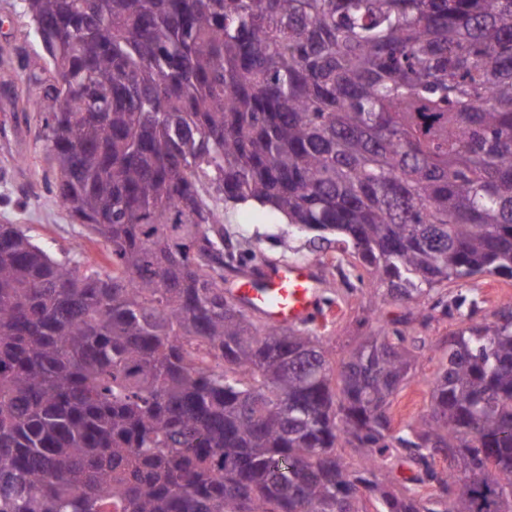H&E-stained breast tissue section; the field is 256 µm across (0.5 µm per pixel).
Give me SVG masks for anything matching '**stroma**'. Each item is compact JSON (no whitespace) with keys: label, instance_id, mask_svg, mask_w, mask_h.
Wrapping results in <instances>:
<instances>
[{"label":"stroma","instance_id":"35a3bbf8","mask_svg":"<svg viewBox=\"0 0 512 512\" xmlns=\"http://www.w3.org/2000/svg\"><path fill=\"white\" fill-rule=\"evenodd\" d=\"M20 0H0V85L11 95L0 97V224H20L37 241L55 251L81 248L94 264H102L103 248L91 240L82 224L53 200L44 174L49 152L39 138L40 120L26 107L31 90L26 73L19 67L27 58L30 68L41 64L40 46ZM224 235L240 252L241 270L226 276L225 289L236 288L246 274L271 264H308L320 280V303L314 324L325 336L334 359L346 358L364 343L382 323L415 311V304L398 303L387 296L383 286L365 280L357 282L356 260L350 252L336 247L313 249L310 236L297 232L281 216L248 203L231 209ZM476 300L472 318L435 316L425 327H415L413 336L421 341L412 376L395 398L391 415L395 429L416 423L427 413L437 369L446 355L448 338L469 324L493 321L496 312L512 302V278L477 275L467 282L438 288L434 296L452 302L458 295Z\"/></svg>","mask_w":512,"mask_h":512}]
</instances>
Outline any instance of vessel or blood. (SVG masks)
<instances>
[{
    "instance_id": "b4317fda",
    "label": "vessel or blood",
    "mask_w": 512,
    "mask_h": 512,
    "mask_svg": "<svg viewBox=\"0 0 512 512\" xmlns=\"http://www.w3.org/2000/svg\"><path fill=\"white\" fill-rule=\"evenodd\" d=\"M318 281L307 265H275L234 289V297L265 322L288 328L310 320L317 309Z\"/></svg>"
}]
</instances>
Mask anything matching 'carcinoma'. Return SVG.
<instances>
[{
  "mask_svg": "<svg viewBox=\"0 0 512 512\" xmlns=\"http://www.w3.org/2000/svg\"><path fill=\"white\" fill-rule=\"evenodd\" d=\"M21 8L45 179L108 269L0 224V512H512L511 303L448 337L396 434L405 330L337 365L224 291L248 202L397 301L512 278V0Z\"/></svg>",
  "mask_w": 512,
  "mask_h": 512,
  "instance_id": "carcinoma-1",
  "label": "carcinoma"
}]
</instances>
